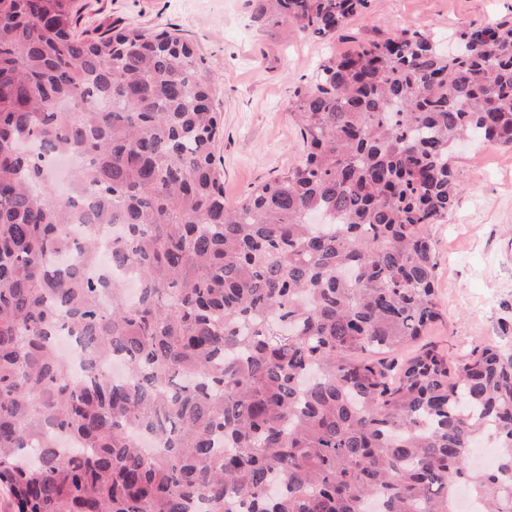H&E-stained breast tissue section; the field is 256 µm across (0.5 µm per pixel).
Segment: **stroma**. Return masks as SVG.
Returning <instances> with one entry per match:
<instances>
[{
	"mask_svg": "<svg viewBox=\"0 0 512 512\" xmlns=\"http://www.w3.org/2000/svg\"><path fill=\"white\" fill-rule=\"evenodd\" d=\"M76 31L107 33L117 21L147 32L178 31L199 44L221 76L224 201L296 165L302 155L288 100L334 53L410 25L441 42L470 23L512 15V0H370L332 41L303 37L295 24L252 19L249 0H78ZM465 190L447 220L431 225L445 317L432 339L455 358L480 343L512 347V148L465 145L452 159Z\"/></svg>",
	"mask_w": 512,
	"mask_h": 512,
	"instance_id": "stroma-1",
	"label": "stroma"
}]
</instances>
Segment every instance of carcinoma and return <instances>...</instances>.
Segmentation results:
<instances>
[{
    "instance_id": "carcinoma-1",
    "label": "carcinoma",
    "mask_w": 512,
    "mask_h": 512,
    "mask_svg": "<svg viewBox=\"0 0 512 512\" xmlns=\"http://www.w3.org/2000/svg\"><path fill=\"white\" fill-rule=\"evenodd\" d=\"M250 2L319 40L368 7ZM76 17L0 0V512H455L462 484L512 512V350L397 358L443 317L428 227L462 192L453 146L512 147V18L451 53L410 26L326 58L288 101L302 159L228 207L203 50ZM61 152L82 160L65 196ZM108 237L134 302L87 275ZM486 436L499 465L475 470Z\"/></svg>"
}]
</instances>
